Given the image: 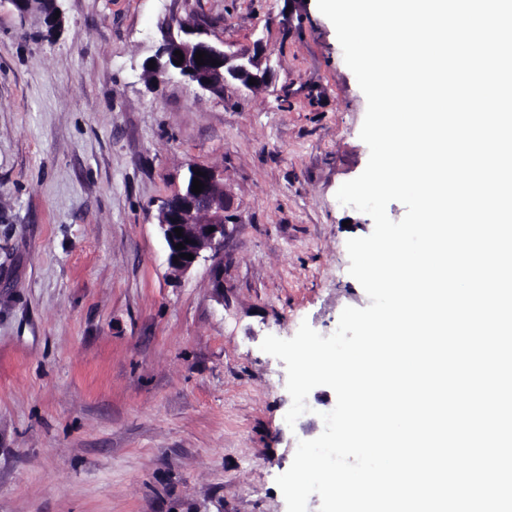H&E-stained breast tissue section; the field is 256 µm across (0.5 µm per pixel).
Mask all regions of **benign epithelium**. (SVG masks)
Listing matches in <instances>:
<instances>
[{"mask_svg":"<svg viewBox=\"0 0 512 512\" xmlns=\"http://www.w3.org/2000/svg\"><path fill=\"white\" fill-rule=\"evenodd\" d=\"M177 50L183 54V62L179 65L176 64ZM198 51L206 53L203 65L195 61ZM214 59L218 64H212ZM152 60L155 68L151 73L157 82L180 76L209 91L222 90L230 81L249 89V79H256L260 85L267 76V71L260 69L257 56L236 50L224 42L217 44L204 39L177 40L171 37L159 46ZM198 171L202 175H196ZM190 178L203 183L202 192L193 193L192 183H187L162 202L158 215L159 231L168 249L167 263L178 275L187 273L200 261L220 254L228 226L234 223V215L230 214L231 188L224 184V176L196 167L190 169ZM211 227L214 228L212 232L209 231ZM176 228L183 229L182 236L176 235ZM179 243L184 244V248L177 250L175 246ZM182 253L193 255V259L180 257Z\"/></svg>","mask_w":512,"mask_h":512,"instance_id":"1","label":"benign epithelium"}]
</instances>
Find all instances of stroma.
Masks as SVG:
<instances>
[{
	"label": "stroma",
	"mask_w": 512,
	"mask_h": 512,
	"mask_svg": "<svg viewBox=\"0 0 512 512\" xmlns=\"http://www.w3.org/2000/svg\"><path fill=\"white\" fill-rule=\"evenodd\" d=\"M59 4L50 36L0 0V512H287L275 479L336 396L287 425L260 344L369 304L346 242L374 224L336 198L366 98L316 0ZM184 25L262 46L266 84L149 83ZM192 166L234 195L220 288L158 231Z\"/></svg>",
	"instance_id": "stroma-1"
}]
</instances>
